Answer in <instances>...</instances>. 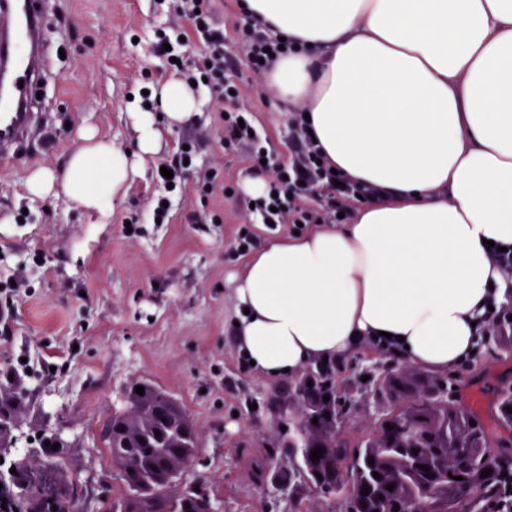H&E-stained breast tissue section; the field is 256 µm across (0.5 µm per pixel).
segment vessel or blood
<instances>
[{"mask_svg":"<svg viewBox=\"0 0 512 512\" xmlns=\"http://www.w3.org/2000/svg\"><path fill=\"white\" fill-rule=\"evenodd\" d=\"M51 30L45 0H0V159H21L32 143L35 89Z\"/></svg>","mask_w":512,"mask_h":512,"instance_id":"vessel-or-blood-1","label":"vessel or blood"}]
</instances>
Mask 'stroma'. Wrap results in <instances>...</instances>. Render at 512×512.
Here are the masks:
<instances>
[{"label":"stroma","mask_w":512,"mask_h":512,"mask_svg":"<svg viewBox=\"0 0 512 512\" xmlns=\"http://www.w3.org/2000/svg\"><path fill=\"white\" fill-rule=\"evenodd\" d=\"M47 8L52 38L39 109L59 133L23 161H0V287L22 283L0 322V374L21 375L29 402L17 445L28 447L41 434L62 441L78 512H107L124 488L104 428L132 382H151L184 406L198 430L195 465L184 483L208 488L220 512H292L287 494L265 492L267 475L259 469L282 454V424L268 406L275 384L242 365L230 332L226 283L243 263L230 245L244 221L245 195L218 191L201 199L196 174L189 175L173 197L171 222L144 224L132 235L124 217L147 212L149 199L164 192L150 175L157 159L146 161V175L113 202L106 220L62 198L30 199L24 188L34 168L65 167L84 127L135 150L128 95L143 75L159 84L170 77L151 50L155 32L190 23L178 20L171 0H49ZM244 103L279 159H287L288 127L274 94L256 82ZM220 125L214 100L206 99L193 124L164 130L158 159L195 137L198 171L221 165L225 182L240 186L247 164L225 157ZM200 208L217 215V223H192ZM479 349L469 367L449 377L451 395L487 428L512 435L498 428L496 409L499 386L512 383V351L486 336ZM395 364L374 347L344 360L338 378L354 403L343 426L348 438H363L384 413L355 380Z\"/></svg>","instance_id":"stroma-1"}]
</instances>
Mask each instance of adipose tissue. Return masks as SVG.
<instances>
[{
	"instance_id": "obj_1",
	"label": "adipose tissue",
	"mask_w": 512,
	"mask_h": 512,
	"mask_svg": "<svg viewBox=\"0 0 512 512\" xmlns=\"http://www.w3.org/2000/svg\"><path fill=\"white\" fill-rule=\"evenodd\" d=\"M272 34L309 44L274 60L269 85L307 112L332 168L384 190L346 224H315L234 273L231 334L265 377H296L388 332L401 359L439 374L470 358L487 307L512 286L487 241L512 247V0H244ZM168 127L202 102L183 80L154 91ZM136 150L96 131L64 171L33 170L31 199L109 217L155 155L153 113L128 112ZM98 176H91V169Z\"/></svg>"
}]
</instances>
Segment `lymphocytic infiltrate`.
<instances>
[{"label": "lymphocytic infiltrate", "mask_w": 512, "mask_h": 512, "mask_svg": "<svg viewBox=\"0 0 512 512\" xmlns=\"http://www.w3.org/2000/svg\"><path fill=\"white\" fill-rule=\"evenodd\" d=\"M176 10L192 24L194 34L203 47L195 63L184 60L186 45L182 30L158 29L154 50L158 55H171L176 62L171 69L185 81L206 89L226 114L222 121L220 141L225 155H246L249 169L263 175L268 193L255 199L248 211V221L231 245L233 254L253 251L258 246L252 224L273 222L275 227L297 230L299 224H335L340 217H352L359 202H378L382 189L360 183L346 182L335 186L331 166L324 160L318 143L309 133L310 122L303 112H287V160L279 161L266 138L255 134L250 110L241 106L238 92L243 71L261 76L268 66L263 59L279 49L294 51V41H280L262 25L249 22L236 27L234 39H227L224 24L218 18L212 0H174Z\"/></svg>", "instance_id": "f902f5d3"}]
</instances>
